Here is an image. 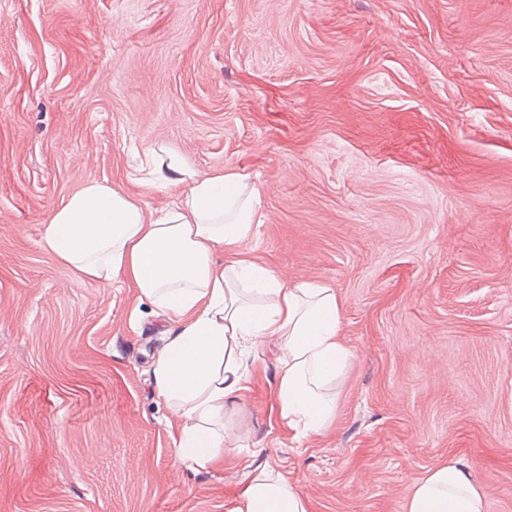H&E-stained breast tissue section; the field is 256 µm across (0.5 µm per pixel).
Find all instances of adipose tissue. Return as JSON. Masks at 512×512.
Returning a JSON list of instances; mask_svg holds the SVG:
<instances>
[{
    "label": "adipose tissue",
    "mask_w": 512,
    "mask_h": 512,
    "mask_svg": "<svg viewBox=\"0 0 512 512\" xmlns=\"http://www.w3.org/2000/svg\"><path fill=\"white\" fill-rule=\"evenodd\" d=\"M137 184L168 186L171 203L146 211L127 189L88 180L45 224L40 245L79 276L128 281L176 325L152 361L158 398L178 414V458L198 468L217 463L239 435L224 422L249 390L248 358L265 341L280 347L278 418L300 435L323 430L336 412L328 388L349 352L339 334L342 302L335 288L289 283L249 256L264 220L247 173L201 175L172 157L144 154ZM483 492L456 459L431 470L406 512H485ZM236 512H309L287 476L259 472Z\"/></svg>",
    "instance_id": "ef3b65f1"
}]
</instances>
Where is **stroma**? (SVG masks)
Listing matches in <instances>:
<instances>
[{
    "label": "stroma",
    "instance_id": "obj_1",
    "mask_svg": "<svg viewBox=\"0 0 512 512\" xmlns=\"http://www.w3.org/2000/svg\"><path fill=\"white\" fill-rule=\"evenodd\" d=\"M148 149L249 173L254 258L335 288L324 431L278 421L268 340L238 447L179 462L167 318L40 246ZM451 457L512 512V0H0V512H234L264 468L312 512H405Z\"/></svg>",
    "mask_w": 512,
    "mask_h": 512
}]
</instances>
